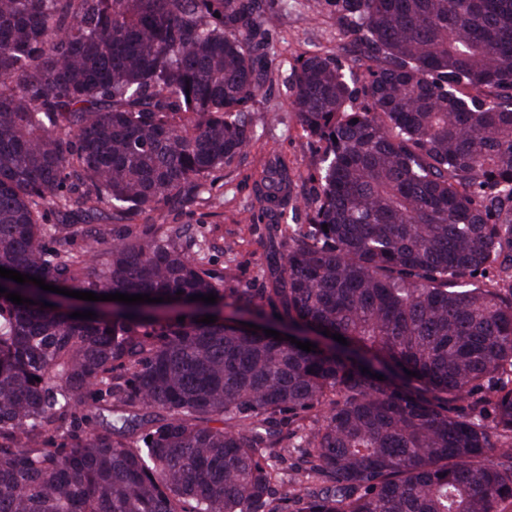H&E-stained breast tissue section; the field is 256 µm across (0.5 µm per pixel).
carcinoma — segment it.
I'll return each instance as SVG.
<instances>
[{
    "label": "carcinoma",
    "mask_w": 512,
    "mask_h": 512,
    "mask_svg": "<svg viewBox=\"0 0 512 512\" xmlns=\"http://www.w3.org/2000/svg\"><path fill=\"white\" fill-rule=\"evenodd\" d=\"M335 2L363 55L297 58L315 185L288 223L267 160L255 288L74 220L248 154L259 0H0V266L171 297L0 280V512H512V0Z\"/></svg>",
    "instance_id": "1"
}]
</instances>
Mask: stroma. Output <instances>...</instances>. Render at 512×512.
Masks as SVG:
<instances>
[{"mask_svg":"<svg viewBox=\"0 0 512 512\" xmlns=\"http://www.w3.org/2000/svg\"><path fill=\"white\" fill-rule=\"evenodd\" d=\"M274 19L269 43L274 51L275 77L266 89V111L258 113V127L246 159L224 169L212 190L194 199H174L150 214L118 215L109 224L140 233L158 225H180L201 243L216 274L232 272L244 282L260 275L265 251L264 230L252 222L253 191L269 157H286L295 173L296 221L306 220V199L311 191L309 163L316 145L303 135L290 105V75L297 56L333 51L350 63L360 47L336 15L335 0H261Z\"/></svg>","mask_w":512,"mask_h":512,"instance_id":"1","label":"stroma"}]
</instances>
